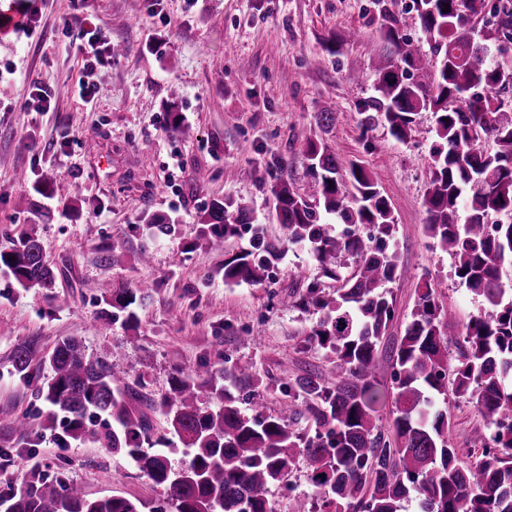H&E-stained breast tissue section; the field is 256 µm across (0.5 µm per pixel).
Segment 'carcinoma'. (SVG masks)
Here are the masks:
<instances>
[{"instance_id": "obj_1", "label": "carcinoma", "mask_w": 512, "mask_h": 512, "mask_svg": "<svg viewBox=\"0 0 512 512\" xmlns=\"http://www.w3.org/2000/svg\"><path fill=\"white\" fill-rule=\"evenodd\" d=\"M484 7L485 0H413L421 32L416 42L403 33L401 19L384 15L385 60L375 95L361 109L364 128L381 123L403 144L412 139L418 113L436 117L425 231L432 249L454 260L456 275L486 304L463 331L440 330L434 285L425 281L394 354L388 361L379 357L395 316L387 290L399 269L393 213L373 173L357 162L341 167L328 145L309 140L303 155L318 179V196H303L284 180L271 189L285 244L268 239L247 204L226 198L203 211L189 249L222 250L224 241L246 231L250 248L224 260V283L260 284L285 246L308 247L321 277L305 285L297 305L318 315L308 342L331 358L335 376L294 378L281 386L288 400L276 414L254 417L239 407L255 387L250 367L205 364L193 377L173 378L148 407L162 414L165 430L185 448L193 476L176 481L175 465L158 447L164 436L152 439V420L136 406L142 395L118 370L119 357L94 359L78 337L66 336L35 366L38 338L32 337L11 359L29 384L40 366L51 372L37 388L48 405L40 427L132 460L164 487L175 512H274L269 490L301 457L323 496L316 506L296 500L293 512H402L413 494L419 512H512V425H506L512 421V282L504 279L512 268V98L500 94L504 65L491 62L473 38ZM486 140L494 150L482 148ZM329 215L342 231L323 222ZM141 222L152 241L177 233L176 218L165 212H147ZM345 255L353 260L349 272L341 264ZM0 270L26 290L55 280L33 232L0 249ZM144 297L142 288L106 291L101 315L109 321L121 315L135 330ZM451 345L459 359L450 369ZM387 370L390 391L379 382ZM467 395L477 398L486 422L471 438L484 456L474 465L461 464L445 433L447 409L437 407L439 400L446 405ZM390 399L396 417L385 435L373 413ZM304 410L315 424L312 434L293 428ZM0 504L5 512H141L126 497L90 498L58 478L35 477L18 491L0 493Z\"/></svg>"}]
</instances>
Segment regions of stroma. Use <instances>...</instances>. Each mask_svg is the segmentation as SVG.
I'll return each mask as SVG.
<instances>
[{
    "label": "stroma",
    "mask_w": 512,
    "mask_h": 512,
    "mask_svg": "<svg viewBox=\"0 0 512 512\" xmlns=\"http://www.w3.org/2000/svg\"><path fill=\"white\" fill-rule=\"evenodd\" d=\"M33 8L32 34H0V248L34 231L56 278L26 290L0 271V445L12 456L0 467L1 492L20 489L35 470L80 484L92 497L113 492L141 501L146 512L165 502L163 487L111 449L88 442L63 448L43 429L29 448L7 427L20 414L39 425L46 412L34 385L11 372L13 348L29 337H38L40 358L66 336L81 337L101 360L120 352L128 383L156 400L172 377L201 364L250 366L259 382L241 404L249 416L276 414L289 380L330 375L332 363L307 344L316 314L280 303L301 293L298 272L317 275L308 250L289 247L263 284L228 286L221 265L247 238L229 239L220 251L193 246L199 214L224 197L248 202L269 238L282 241L270 185L281 177L315 193L302 153L307 140L335 149L342 164L373 171L393 210L402 273L389 286L396 314L381 357L399 344L421 281L437 285L441 327L463 329L482 311V299L424 233L433 113L417 114L406 144L387 126L367 131L361 124L385 51L373 0H35ZM74 15L101 28L122 54L85 72L67 48L76 34L65 23ZM335 35L344 42L331 55L325 46ZM84 79L95 88L90 112L75 92ZM38 88L48 107L24 111ZM173 109L192 126L190 137L173 131ZM324 111L335 112L332 127L318 124ZM44 174L50 193L40 198ZM34 199L42 216L29 209ZM148 211L177 217L179 233L154 247L144 265L138 224ZM106 242L122 246L121 264L103 259ZM95 282L146 288L137 330L101 319ZM242 333L250 338L244 347L236 342ZM482 424L474 399L450 402L447 435L462 462L479 457L470 439Z\"/></svg>",
    "instance_id": "1"
}]
</instances>
